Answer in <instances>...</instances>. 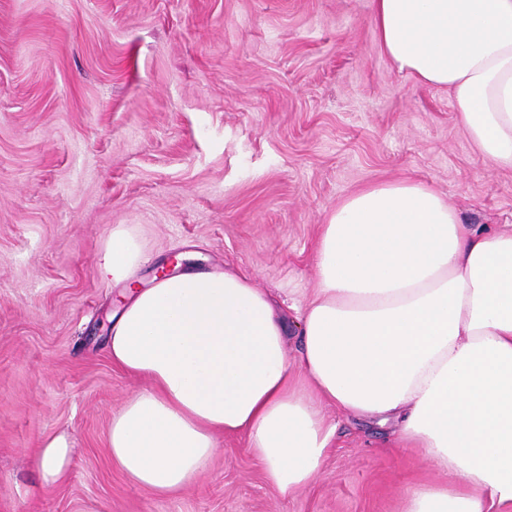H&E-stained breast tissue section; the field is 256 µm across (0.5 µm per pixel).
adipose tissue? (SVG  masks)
Wrapping results in <instances>:
<instances>
[{"label": "adipose tissue", "mask_w": 512, "mask_h": 512, "mask_svg": "<svg viewBox=\"0 0 512 512\" xmlns=\"http://www.w3.org/2000/svg\"><path fill=\"white\" fill-rule=\"evenodd\" d=\"M395 68L447 89L478 153L512 170V0H373ZM139 244L112 232L99 266L122 283L107 351L147 390L113 415V461L165 495L206 469L221 435H245L269 484H308L334 444L324 406L393 421L443 479L405 494L404 512H512V227L462 224L437 191L407 178L352 193L320 226L317 286L284 304L234 270L176 266L143 282ZM72 441L45 438V483Z\"/></svg>", "instance_id": "obj_1"}]
</instances>
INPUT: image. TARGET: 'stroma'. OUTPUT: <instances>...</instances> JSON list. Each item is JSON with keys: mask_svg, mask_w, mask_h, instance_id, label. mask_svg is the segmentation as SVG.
Listing matches in <instances>:
<instances>
[{"mask_svg": "<svg viewBox=\"0 0 512 512\" xmlns=\"http://www.w3.org/2000/svg\"><path fill=\"white\" fill-rule=\"evenodd\" d=\"M372 0H0V512H402L439 475L392 426L338 424L321 471L280 494L239 436L159 495L113 463L112 416L146 379L105 348L113 228L299 298L324 215L412 178L462 223L512 225V170L464 136L447 89L398 73ZM73 463L42 482L44 437Z\"/></svg>", "mask_w": 512, "mask_h": 512, "instance_id": "35a3bbf8", "label": "stroma"}]
</instances>
